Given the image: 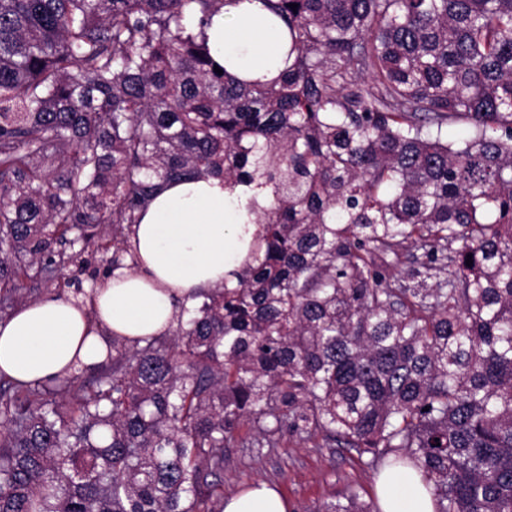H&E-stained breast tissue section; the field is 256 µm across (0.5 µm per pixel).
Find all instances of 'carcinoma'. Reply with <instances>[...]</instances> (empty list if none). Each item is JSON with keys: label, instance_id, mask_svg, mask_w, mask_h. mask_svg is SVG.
Here are the masks:
<instances>
[{"label": "carcinoma", "instance_id": "1", "mask_svg": "<svg viewBox=\"0 0 512 512\" xmlns=\"http://www.w3.org/2000/svg\"><path fill=\"white\" fill-rule=\"evenodd\" d=\"M224 2L0 0L1 313L66 244L134 264L163 183L273 193L170 334L87 383L0 376V512H224V449L286 433L512 512V0H262L292 57L265 83L188 23Z\"/></svg>", "mask_w": 512, "mask_h": 512}]
</instances>
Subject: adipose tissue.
Segmentation results:
<instances>
[{
	"instance_id": "ef3b65f1",
	"label": "adipose tissue",
	"mask_w": 512,
	"mask_h": 512,
	"mask_svg": "<svg viewBox=\"0 0 512 512\" xmlns=\"http://www.w3.org/2000/svg\"><path fill=\"white\" fill-rule=\"evenodd\" d=\"M215 63L241 79L266 80L287 65V48L262 0H226L203 26ZM269 206L271 188L227 190L216 178L162 186L133 225L134 268L112 271L92 305L54 294L27 301L0 320V374L24 383L70 376L104 362L113 337L145 339L170 333L181 303L223 284L250 254L258 225L247 204ZM380 512H434L429 494L408 473L377 482ZM267 485L229 498L224 512H287Z\"/></svg>"
}]
</instances>
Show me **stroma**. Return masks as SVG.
<instances>
[{
  "label": "stroma",
  "mask_w": 512,
  "mask_h": 512,
  "mask_svg": "<svg viewBox=\"0 0 512 512\" xmlns=\"http://www.w3.org/2000/svg\"><path fill=\"white\" fill-rule=\"evenodd\" d=\"M111 266V252L88 247L56 278L38 283L29 297L34 300L44 293L63 298L88 297ZM259 481L269 483L287 499L289 512H314L353 490L359 491L365 502L377 500L376 475L358 462L355 452L334 442L317 448L287 437L276 448L225 449V497L237 495L247 484Z\"/></svg>",
  "instance_id": "1"
}]
</instances>
